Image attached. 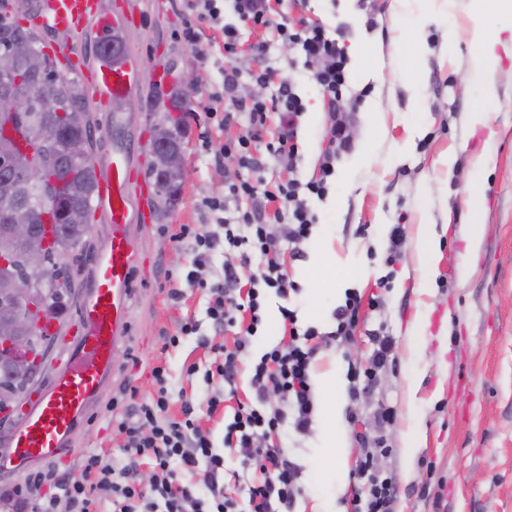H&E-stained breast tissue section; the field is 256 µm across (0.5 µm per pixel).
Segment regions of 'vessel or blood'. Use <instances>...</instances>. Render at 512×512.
Returning a JSON list of instances; mask_svg holds the SVG:
<instances>
[{"label":"vessel or blood","mask_w":512,"mask_h":512,"mask_svg":"<svg viewBox=\"0 0 512 512\" xmlns=\"http://www.w3.org/2000/svg\"><path fill=\"white\" fill-rule=\"evenodd\" d=\"M38 18L58 34L52 50L56 63L67 74L83 72L67 36L92 19L103 32L112 29L111 20L98 15L95 0H41ZM86 75L104 97H128L137 89L131 68L109 53ZM131 167L123 152L113 153L108 160V174L99 182L97 199L106 210L112 232L95 259L88 296L79 312V333L70 337V347L57 361L49 386L26 400L20 422L8 438L9 452L0 456V468L70 454L79 418L89 402L100 395L105 378L116 370L117 350L125 338L132 300L135 250L127 233Z\"/></svg>","instance_id":"obj_1"}]
</instances>
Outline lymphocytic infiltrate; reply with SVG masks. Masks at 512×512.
Returning <instances> with one entry per match:
<instances>
[{"label": "lymphocytic infiltrate", "instance_id": "obj_1", "mask_svg": "<svg viewBox=\"0 0 512 512\" xmlns=\"http://www.w3.org/2000/svg\"><path fill=\"white\" fill-rule=\"evenodd\" d=\"M218 0H182L183 9L197 19L186 26L183 39L199 43L202 28L221 32L224 37V81L214 102L224 105V121L240 123L244 135L217 150V157H233L245 168L260 170L264 157L286 167H294L298 156V134L305 112L294 77H279L269 61V45L260 41L253 52L261 60L259 70L247 78L259 85L276 84L271 99L241 95L243 78L232 66L237 53L238 23L265 30L275 28L278 35L296 49L305 64L311 65V81L330 102H338L349 91L348 58L339 44L343 28L328 32L316 22L304 19H274L272 0H231L236 23L224 20ZM277 117L275 140H266L267 121ZM330 148L321 165V179L301 182L296 179L267 187L263 183H229L220 198L204 199V207L217 215L216 230L182 225L176 242L185 244L192 255L184 280L196 285L198 268L207 266L213 253L222 246L238 249L243 263H255L249 278L245 302L236 293L240 277L235 267H225L221 279L209 287L207 315L216 330L234 331L232 345L214 344L217 357L203 379L211 384L222 380L234 385L241 366L248 359L251 339L262 323L264 289L287 295L291 283L281 262L280 242L301 244L309 239L317 222L307 199L324 197L326 178L334 172L337 155L349 151L351 138L337 112L329 114ZM251 200L250 210L235 212L239 199ZM288 345L266 349L251 366L252 399L238 404L224 425V451L234 452L243 470H254L256 479L247 486L249 512H289L299 492L298 472L281 452L279 440L286 428L308 432L313 425L314 396L310 370L316 349L314 328H290ZM150 396L124 409L113 418V429L122 439L127 457L124 465L114 464L111 456L97 452L84 455L81 476L47 469L37 472L26 489L11 488L0 497L13 501L16 512H237L236 501L224 486V452H217L209 433L196 423L195 407L183 401L180 418L169 417L171 402L168 369L152 368ZM277 395L279 406L268 404ZM387 451L383 438L364 442L351 490L349 512H394L398 488L376 465ZM152 470L149 488H142L137 472L140 464Z\"/></svg>", "mask_w": 512, "mask_h": 512}]
</instances>
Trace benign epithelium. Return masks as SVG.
Instances as JSON below:
<instances>
[{
	"label": "benign epithelium",
	"instance_id": "benign-epithelium-1",
	"mask_svg": "<svg viewBox=\"0 0 512 512\" xmlns=\"http://www.w3.org/2000/svg\"><path fill=\"white\" fill-rule=\"evenodd\" d=\"M14 55L25 60L27 72L20 75L13 69L0 68V141L11 146L13 154L0 157V176L11 184L13 179L28 177L39 167L49 172L58 153L54 137L34 130L21 118V112L32 107L39 112L67 111L66 92L53 89L45 78V60L38 44L30 39H19L12 44ZM172 118L163 116L152 127L150 155L158 163L159 150L174 136ZM42 189L39 211L43 218L63 223L69 212L60 186L48 177L39 180ZM0 215L8 220L3 236L11 244L0 248V274L10 283L8 294L0 298V310L8 314L7 335L0 336V360L12 364L20 371L18 382L22 390L32 388L46 362L45 347L35 345L22 335L33 328L42 330L44 343L56 338L51 329L62 324L60 314L63 303L72 300L70 279L61 276L56 281L54 297L36 292V285L45 267L55 258L62 262L73 257V248H54L55 240L44 237L35 225L15 212L7 203H0Z\"/></svg>",
	"mask_w": 512,
	"mask_h": 512
}]
</instances>
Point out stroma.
I'll return each instance as SVG.
<instances>
[{"label":"stroma","mask_w":512,"mask_h":512,"mask_svg":"<svg viewBox=\"0 0 512 512\" xmlns=\"http://www.w3.org/2000/svg\"><path fill=\"white\" fill-rule=\"evenodd\" d=\"M466 0H309L306 16L327 30L344 26L341 41L350 61L351 89L361 101L345 99L351 111L353 148L338 156L324 199L311 200L318 217L300 247L281 246L282 261L295 291L278 296L266 290L263 323L253 339L254 354L287 344L289 328L280 309L297 315L298 329L331 331L333 312L347 293L361 299V320L348 341H318L310 377L315 414L306 434L289 432L284 456L298 471L301 492L292 512H312L328 503L346 512L361 443L384 437L380 469L391 475L399 495L395 512H512V60L503 59L495 98L480 86H466L474 48L468 35ZM138 27L119 31L127 56L140 75L132 109L101 104L87 89L93 121L94 164L103 168L113 149H132L135 175L128 189L135 245L133 298L127 338L117 370L78 422L74 453L59 460L61 471L80 475L90 451L121 459L120 437L112 429L114 397L129 389L135 399L153 390L150 371L165 362L173 392L195 401L208 393L203 374L214 359L212 323L206 315L209 292L184 287L180 301L167 295L172 278L184 273L190 255L172 235L183 224H211L214 216L200 202L224 194L226 182L260 176L265 182L320 176L329 146V105L311 81L300 79L306 112L299 131L294 168L266 159L260 173L231 160L216 161L214 146L236 139L241 126H221L210 98L220 90L225 65L220 32L203 29L193 57H186L182 29L191 20L178 0H138ZM240 57L248 70L260 62L251 52L258 39L271 44L281 76L295 50L275 29L252 32L240 25ZM194 68L198 88L187 106L182 146L183 199L161 214L145 215L144 195L154 192L148 174L151 126L156 102L176 90L180 71ZM484 107L488 128L472 130L467 116ZM486 155L481 188L471 183V161ZM454 156V169L442 158ZM482 225L478 247H471L472 221ZM401 225L403 247L388 262L389 234ZM428 225L439 241L421 251L417 225ZM427 316L425 346L412 356L407 337L419 316ZM200 330L180 336L183 320ZM394 342L389 364L378 371L371 389L350 401L348 365L367 361L376 334ZM180 336L164 348L167 336ZM335 376L336 389L320 385ZM341 406L343 418L328 432L324 414ZM394 411L392 423L377 420L380 408ZM354 419H347V412ZM415 438L413 460L401 452ZM428 496H419L421 485Z\"/></svg>","instance_id":"1"}]
</instances>
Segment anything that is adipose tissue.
Wrapping results in <instances>:
<instances>
[{"instance_id": "ef3b65f1", "label": "adipose tissue", "mask_w": 512, "mask_h": 512, "mask_svg": "<svg viewBox=\"0 0 512 512\" xmlns=\"http://www.w3.org/2000/svg\"><path fill=\"white\" fill-rule=\"evenodd\" d=\"M502 13L512 14V0H469L470 42L475 49L467 82L482 86L487 95L496 93V76L502 55H512V34L503 35L490 22L488 5Z\"/></svg>"}]
</instances>
